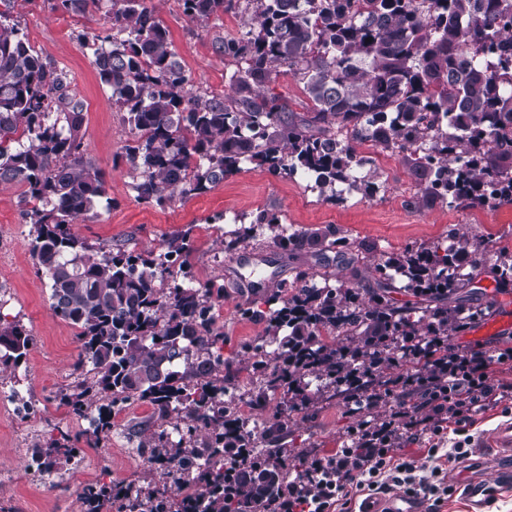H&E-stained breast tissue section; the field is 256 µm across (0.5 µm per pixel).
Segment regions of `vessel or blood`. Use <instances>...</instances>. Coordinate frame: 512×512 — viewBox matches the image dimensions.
<instances>
[{"label":"vessel or blood","instance_id":"b4317fda","mask_svg":"<svg viewBox=\"0 0 512 512\" xmlns=\"http://www.w3.org/2000/svg\"><path fill=\"white\" fill-rule=\"evenodd\" d=\"M512 329V301L503 300L497 313L473 333L474 339H482ZM495 459L503 478L512 477V423L498 427L486 440V448L477 452L460 468L457 479L471 505V512H481L487 486L473 478L474 470L484 468L488 459ZM361 512H419L418 502L408 496L388 499L371 498L360 507Z\"/></svg>","mask_w":512,"mask_h":512}]
</instances>
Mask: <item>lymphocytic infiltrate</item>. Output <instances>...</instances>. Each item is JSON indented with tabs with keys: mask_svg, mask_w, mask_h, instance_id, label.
<instances>
[{
	"mask_svg": "<svg viewBox=\"0 0 512 512\" xmlns=\"http://www.w3.org/2000/svg\"><path fill=\"white\" fill-rule=\"evenodd\" d=\"M487 362L474 354L463 361L441 366L431 377L422 407H399L382 420L364 421L353 434L352 448L336 461L317 460L311 477H318L327 468H335L333 479L317 485L306 493L291 486L288 496L275 503L271 512H349L352 491H399L410 497H430L439 488L433 479L440 467H433L430 477L417 476L413 462L394 463L393 453L403 437L424 432L443 433L445 423L464 424L489 402L497 400L498 388L487 376Z\"/></svg>",
	"mask_w": 512,
	"mask_h": 512,
	"instance_id": "f902f5d3",
	"label": "lymphocytic infiltrate"
}]
</instances>
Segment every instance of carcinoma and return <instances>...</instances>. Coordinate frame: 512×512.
<instances>
[{"mask_svg":"<svg viewBox=\"0 0 512 512\" xmlns=\"http://www.w3.org/2000/svg\"><path fill=\"white\" fill-rule=\"evenodd\" d=\"M0 0V185L23 188L37 271L56 316L77 329L80 375L56 394L59 405L97 423L71 435L49 433L31 467L52 473L62 460L97 448L126 405L154 407L155 429L140 451L190 493L157 486L83 489L84 512H270L305 461L288 464L278 448L251 450L224 406L234 388L224 360V279L193 283L191 232L170 234L159 253L93 245L76 220L112 206L102 169L84 150V103L69 73L44 61ZM64 12L103 14L110 28L81 35L100 82L111 90L130 139L123 157L139 202L163 206L213 190L249 163L278 175L300 172L318 196L340 201L373 191L378 169L354 178V144L369 136L399 152L422 198L450 207L512 203V15L506 0H180L187 20L206 27L228 11L245 17L234 36L211 48L233 66L222 93L196 88L167 28L147 0H57ZM290 76L307 102L296 114L274 84ZM224 233L231 254L254 229L285 252H336V263L367 262L368 287H349L323 267L299 275L291 294L269 289V339L248 343L262 384L253 396L266 418L268 397L284 391L273 414L313 381L334 385L347 406L376 409L399 400L388 368L400 354L411 385L438 362L458 359L448 339L486 319L470 286L483 269L512 283V250L488 249L478 236L448 232V244H411L361 258L334 227L285 232L276 208ZM415 301L399 303L393 294ZM32 336L0 316V381L15 374Z\"/></svg>","mask_w":512,"mask_h":512,"instance_id":"1","label":"carcinoma"}]
</instances>
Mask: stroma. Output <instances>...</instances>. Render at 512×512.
Returning a JSON list of instances; mask_svg holds the SVG:
<instances>
[{
    "label": "stroma",
    "mask_w": 512,
    "mask_h": 512,
    "mask_svg": "<svg viewBox=\"0 0 512 512\" xmlns=\"http://www.w3.org/2000/svg\"><path fill=\"white\" fill-rule=\"evenodd\" d=\"M149 5L167 27L177 57L194 84L223 91L230 68L212 52L210 32L186 20L179 0H150ZM13 15L35 50L69 72L74 91L85 103L84 149L106 175L112 206L100 210L98 216L78 220L74 232L93 244L112 242L158 251L168 234L190 231V263L197 283L205 284L220 275L228 290L219 310L224 324L223 354L232 359L237 382L259 383L260 377L240 345L264 338L267 327L265 320H244L237 314L238 305L248 301L255 309L265 307L263 288L244 294L237 290L245 266L261 264L270 283L290 284L316 259L305 252H282L261 233L248 247L224 253L221 232L209 222L214 215L247 216L274 207L299 230L328 225L340 228L351 248L365 255L392 252L409 244L442 242L452 228L484 237L492 250L512 247V203L496 208H451L422 199L415 176L398 155L380 164L382 184L376 192L354 193L336 203L319 200L293 178L273 176L251 165L190 200L178 199L161 207L137 203L132 197L130 172L121 158L128 130L80 44L82 34L106 30V20L53 10L51 0H15ZM20 196V187H0V312L16 318L33 336L29 353L12 380L13 386L28 392L32 407L22 419L0 405V512H81L80 495L86 484L118 488L140 486L148 479L161 481L160 469H149L137 451V432L150 425L152 409L143 403L130 404L114 417L112 431L101 447L83 449L77 459L59 463L48 475L31 469L35 445L44 441L53 426L77 433L82 424L55 400L57 392L76 377V331L50 307L49 288L37 274L30 251V227L21 217ZM450 342L459 351L482 354L492 382L512 391V359L500 357L505 349H512V333L487 341H471L462 334L451 337ZM305 393L309 405L291 411L287 428L271 431L264 445L312 462L349 446L360 417L350 413L334 389L310 386ZM509 422L512 400L492 402L473 417L464 432L447 429L439 437L428 433L403 441L395 458L415 461L428 471L434 465L428 456L430 448H452L467 435L474 451L489 432Z\"/></svg>",
    "instance_id": "stroma-1"
}]
</instances>
